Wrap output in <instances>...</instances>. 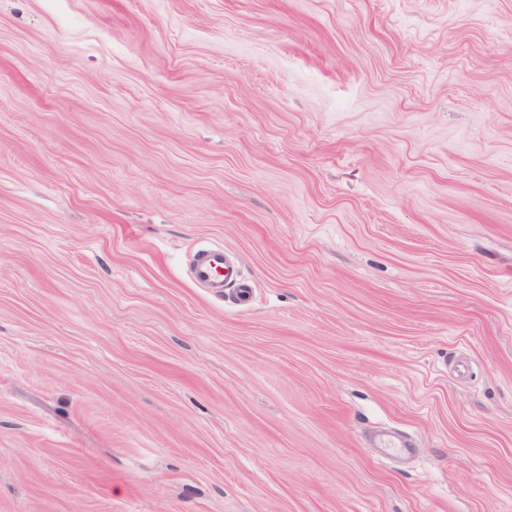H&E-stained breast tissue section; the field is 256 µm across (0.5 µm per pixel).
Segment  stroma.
Instances as JSON below:
<instances>
[{"label":"stroma","instance_id":"stroma-1","mask_svg":"<svg viewBox=\"0 0 512 512\" xmlns=\"http://www.w3.org/2000/svg\"><path fill=\"white\" fill-rule=\"evenodd\" d=\"M0 512H512V0H0ZM238 277L231 265L228 254L220 245H201L193 253L190 265V279L195 284H231Z\"/></svg>","mask_w":512,"mask_h":512}]
</instances>
